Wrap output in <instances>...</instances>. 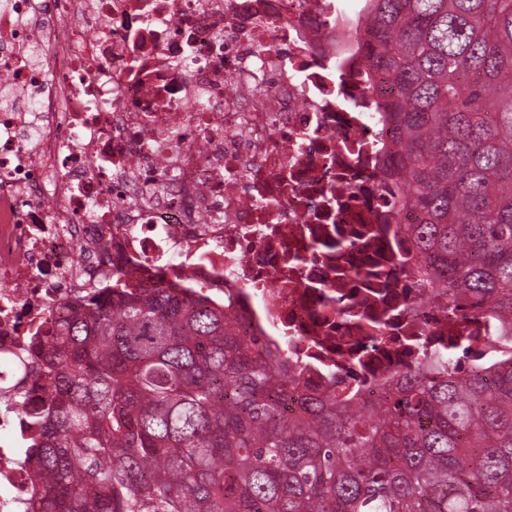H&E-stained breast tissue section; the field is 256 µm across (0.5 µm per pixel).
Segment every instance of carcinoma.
I'll use <instances>...</instances> for the list:
<instances>
[{
  "label": "carcinoma",
  "instance_id": "1",
  "mask_svg": "<svg viewBox=\"0 0 512 512\" xmlns=\"http://www.w3.org/2000/svg\"><path fill=\"white\" fill-rule=\"evenodd\" d=\"M418 259L512 321V0H361ZM26 512H512V361L421 365L351 408L203 284L107 288L33 333Z\"/></svg>",
  "mask_w": 512,
  "mask_h": 512
}]
</instances>
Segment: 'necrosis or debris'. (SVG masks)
<instances>
[{
    "label": "necrosis or debris",
    "instance_id": "necrosis-or-debris-1",
    "mask_svg": "<svg viewBox=\"0 0 512 512\" xmlns=\"http://www.w3.org/2000/svg\"><path fill=\"white\" fill-rule=\"evenodd\" d=\"M336 0H0V512L29 466L18 360L118 269L223 291L246 336L377 399L452 351L512 357L492 312L437 296L381 174L390 96ZM52 56H45V48Z\"/></svg>",
    "mask_w": 512,
    "mask_h": 512
}]
</instances>
